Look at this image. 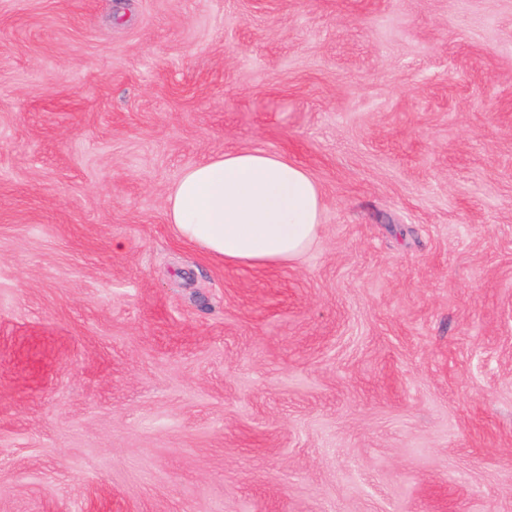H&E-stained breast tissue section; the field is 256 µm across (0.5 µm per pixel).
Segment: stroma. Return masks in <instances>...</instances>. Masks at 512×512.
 Masks as SVG:
<instances>
[{
    "label": "stroma",
    "mask_w": 512,
    "mask_h": 512,
    "mask_svg": "<svg viewBox=\"0 0 512 512\" xmlns=\"http://www.w3.org/2000/svg\"><path fill=\"white\" fill-rule=\"evenodd\" d=\"M254 148L273 269L166 218ZM0 512H512V0H0ZM320 189L299 163L262 149L224 153L187 168L169 191V223L227 264L274 267L318 237Z\"/></svg>",
    "instance_id": "stroma-1"
}]
</instances>
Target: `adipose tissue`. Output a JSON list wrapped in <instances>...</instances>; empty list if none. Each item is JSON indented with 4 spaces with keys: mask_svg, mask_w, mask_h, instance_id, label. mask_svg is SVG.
<instances>
[{
    "mask_svg": "<svg viewBox=\"0 0 512 512\" xmlns=\"http://www.w3.org/2000/svg\"><path fill=\"white\" fill-rule=\"evenodd\" d=\"M177 234L227 264L274 267L318 237L322 197L309 172L262 149L187 168L166 198Z\"/></svg>",
    "mask_w": 512,
    "mask_h": 512,
    "instance_id": "ef3b65f1",
    "label": "adipose tissue"
}]
</instances>
